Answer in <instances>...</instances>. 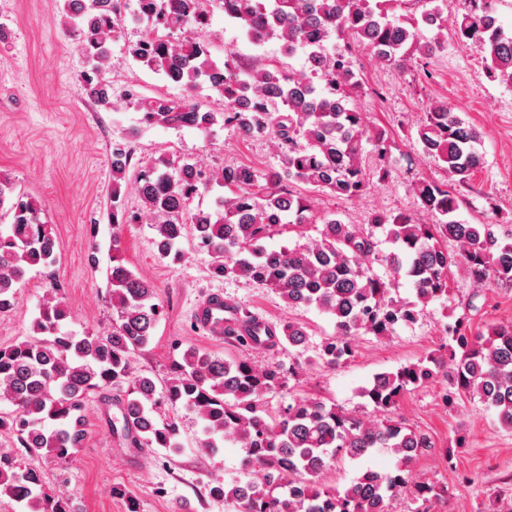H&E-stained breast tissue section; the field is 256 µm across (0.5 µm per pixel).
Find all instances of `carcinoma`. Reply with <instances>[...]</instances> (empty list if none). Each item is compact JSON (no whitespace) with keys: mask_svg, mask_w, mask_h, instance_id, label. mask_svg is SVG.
<instances>
[{"mask_svg":"<svg viewBox=\"0 0 512 512\" xmlns=\"http://www.w3.org/2000/svg\"><path fill=\"white\" fill-rule=\"evenodd\" d=\"M145 23L141 38L128 48L152 72L181 87L185 95L141 96L129 91L147 127H194L206 130L223 121L241 139L267 136L279 151V163L260 171L240 164L209 173L195 162L158 158L142 171L136 192L152 219L159 255L178 262L182 244L192 236L195 247L211 256L213 276L242 277L277 291L288 307H314L334 319L335 333L322 345L318 361L334 367L355 353L362 333L389 336L398 325L413 324L433 302L448 299L451 269L462 265L479 284L512 286V243L502 242L491 224H468L457 218L458 197L448 183L463 185L484 164L480 130L448 109L430 107L418 129L422 152L445 164L448 182L419 180L413 190L437 223L418 224L405 213H374L372 227L386 233L393 249L377 250L373 234L336 218L314 217L301 183L315 191L353 199L367 187L362 141L363 113L352 99L362 84L352 69L356 48L376 60L399 66L414 52L434 54L440 44L423 34L441 29L443 10L423 11L411 24L389 19L373 0H137ZM237 23L255 45L281 43L291 58L305 55L311 78H296L281 63L230 57L216 65L208 46L185 34L210 25L211 4ZM471 8L457 23V37L483 55L491 78L512 85V34L491 14L487 0H469ZM66 23L79 31L90 68L84 90L104 109L112 107L106 77L107 43L121 37L123 0H65ZM344 42L328 46L332 38ZM202 84L215 90L224 111L203 110L188 94ZM112 223L124 224L122 181L130 165L127 141L112 143ZM233 187L213 209H189L200 187ZM0 313L16 306L26 273L47 267L60 249L52 225L40 218L36 200L15 193L0 180ZM322 222L320 238L292 248L267 246L285 229L305 237L309 224ZM457 250L448 251V241ZM107 282L112 328L78 335L65 329L70 312L54 296L39 307L27 339L0 348V433L17 437L31 455H51L61 463L74 459L87 437L85 403L89 394L123 393L119 407L121 434L135 448H181L177 420L156 418L161 404L181 406L200 424L199 445L213 450L231 443L245 451L243 470L249 480L231 486L214 482L209 495L224 501L229 512H390V502L408 495L431 501L435 486L415 480L414 462L433 442L396 417L392 408L412 387L433 381L450 368L444 399L454 406L464 396L478 397L496 421L512 428V324L495 323L487 333L470 336L464 318L445 325L448 356L424 359L374 376L363 396L377 416L369 419L314 398L294 399L276 417L261 401L288 390L293 368L272 361L257 368L246 359H224L188 347L160 387L146 376L132 375L135 355L146 348L164 314L153 282L124 263L118 234L112 236ZM384 264L397 279L408 281L415 299L392 296L394 284L373 272ZM307 326H281V339L304 347ZM379 448L395 456L392 470L365 469L349 486L329 489L324 474L339 460L361 462ZM0 492L17 504V512H76L72 498L46 486L43 473L25 468L0 451Z\"/></svg>","mask_w":512,"mask_h":512,"instance_id":"carcinoma-1","label":"carcinoma"}]
</instances>
